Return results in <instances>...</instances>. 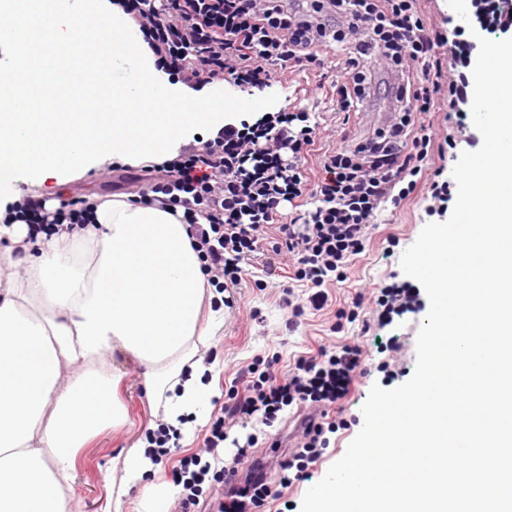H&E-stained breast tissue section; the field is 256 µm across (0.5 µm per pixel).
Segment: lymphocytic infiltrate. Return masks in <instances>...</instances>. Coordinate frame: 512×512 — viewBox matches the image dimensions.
Here are the masks:
<instances>
[{
	"mask_svg": "<svg viewBox=\"0 0 512 512\" xmlns=\"http://www.w3.org/2000/svg\"><path fill=\"white\" fill-rule=\"evenodd\" d=\"M419 0H123L165 71L191 89L222 80L240 91L268 86L276 68L306 70L326 63L328 51L345 58L336 85V109L344 118L382 100L388 122L371 132L342 136L325 151L318 172L304 155L319 127L311 112L296 107L260 119L226 124L202 147L183 150L170 163L145 165L140 180L165 204L184 208L212 286L240 287L260 253H272L264 272H277L275 256L288 254L286 293L306 288L312 306H323L328 285L341 281L362 253L368 230L389 207H399L426 182L432 198L450 194L440 183L433 155L445 154L415 115L435 111L441 92L457 116L470 110L473 87L465 69L474 46L466 25L444 38L427 26ZM359 345L345 344L298 357L278 374L274 358L248 367L242 391L230 395L204 439L205 456L181 460L175 480L180 512H204L197 494L213 467L234 492L224 512L249 507L307 479L330 445L339 422L329 411L347 396L362 366ZM304 441L280 466L277 486L263 480L236 484L238 468L265 430L287 424V409ZM246 428L231 437L228 424ZM231 444L230 459L221 445Z\"/></svg>",
	"mask_w": 512,
	"mask_h": 512,
	"instance_id": "1",
	"label": "lymphocytic infiltrate"
}]
</instances>
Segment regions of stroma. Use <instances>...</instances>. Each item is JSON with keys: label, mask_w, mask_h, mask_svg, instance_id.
Returning <instances> with one entry per match:
<instances>
[{"label": "stroma", "mask_w": 512, "mask_h": 512, "mask_svg": "<svg viewBox=\"0 0 512 512\" xmlns=\"http://www.w3.org/2000/svg\"><path fill=\"white\" fill-rule=\"evenodd\" d=\"M272 91L282 108L312 106L320 114V129L308 153L309 165H318L327 149L338 143L337 128L342 122L335 111L331 86L322 85L318 73L282 71ZM423 121L436 141L454 143L446 153L443 165L453 169L458 153L477 150L482 138L474 125L459 126L449 118L447 108L424 115ZM129 176L115 172L111 161H103L86 171L48 179L41 183H24L26 196L45 201L47 210H55L61 201L86 196L94 200L123 196L136 190ZM426 185H418L415 193L397 209L383 211L369 231L364 251L351 263L345 281L334 283L323 309L306 307L297 323H290L291 311L285 304L283 278H268L266 287L244 284L234 307L225 308L224 325L212 338L207 358L218 366L216 401L202 414L193 438L171 447L162 459L154 461L146 475L150 485L172 486L174 472L181 459L199 452L209 426L217 414L219 402L225 401L233 380L256 357L278 355L280 372H288L300 356H314L323 348L358 343L363 350V366L355 377L349 395L334 411L344 422L342 429L330 437V446L313 466L311 477L282 490L278 499L266 500L258 512H300L306 491L318 483L329 467L343 456L348 444L363 425L361 408L372 385L390 389L407 381L415 368L416 337L421 316H406L392 327L379 328L375 304V288L389 275L400 273V257L418 238L430 221ZM363 293L360 318L334 332L336 313L350 305L356 293ZM105 363L121 377L117 396L127 414L118 427H106L79 448L74 461V482L69 493L72 512H112V464L123 457L146 433L156 418L143 387L142 368L128 354L108 352Z\"/></svg>", "instance_id": "obj_1"}]
</instances>
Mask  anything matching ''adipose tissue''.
<instances>
[{
  "mask_svg": "<svg viewBox=\"0 0 512 512\" xmlns=\"http://www.w3.org/2000/svg\"><path fill=\"white\" fill-rule=\"evenodd\" d=\"M26 234L0 225V512H70L78 448L126 419L104 354L136 357L149 402L177 425L214 395L199 352L224 313L201 319L213 288L187 224L159 203L104 201L20 259Z\"/></svg>",
  "mask_w": 512,
  "mask_h": 512,
  "instance_id": "adipose-tissue-1",
  "label": "adipose tissue"
}]
</instances>
